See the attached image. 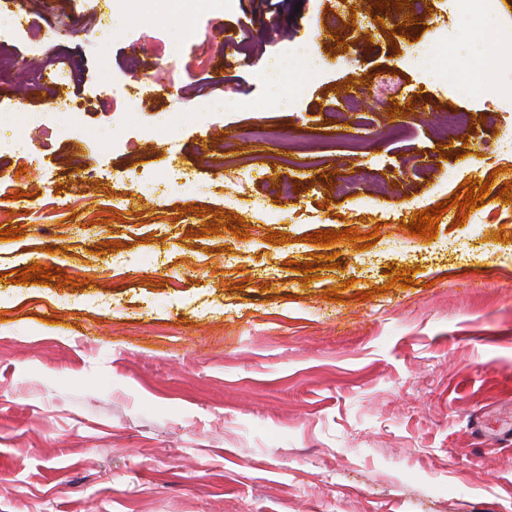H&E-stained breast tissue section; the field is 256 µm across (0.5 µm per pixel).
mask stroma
<instances>
[{"label":"stroma","mask_w":512,"mask_h":512,"mask_svg":"<svg viewBox=\"0 0 512 512\" xmlns=\"http://www.w3.org/2000/svg\"><path fill=\"white\" fill-rule=\"evenodd\" d=\"M16 2L27 22L0 37V107L37 124L22 153L0 132V225L21 231L0 241V512H512V203L496 196L512 161L497 172L493 154L512 67H484L512 57L498 35L512 0L477 34L449 20L444 41L443 0H364L346 21L330 0H212L176 19L144 0ZM307 42L318 78L271 108L260 68ZM174 45L215 67L113 95L162 73ZM62 54L78 72L66 89L14 82ZM442 56L484 70L499 110L441 85ZM443 112L470 127L437 141ZM350 128L371 133L364 149L337 145ZM175 147L194 183L164 184ZM248 166L266 178L238 184ZM467 179L494 191L464 226L451 207L436 238L410 235ZM219 213L243 234H210ZM346 228L375 245L310 240ZM333 253L339 268L303 282ZM36 263L70 284L15 282ZM391 264L414 286L390 284ZM337 287L343 301L325 300Z\"/></svg>","instance_id":"obj_1"}]
</instances>
